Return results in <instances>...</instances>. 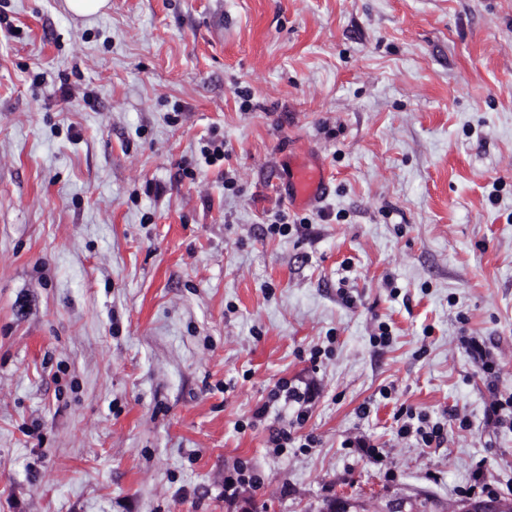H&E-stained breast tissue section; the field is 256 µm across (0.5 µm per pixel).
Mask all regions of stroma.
Here are the masks:
<instances>
[{
  "label": "stroma",
  "mask_w": 512,
  "mask_h": 512,
  "mask_svg": "<svg viewBox=\"0 0 512 512\" xmlns=\"http://www.w3.org/2000/svg\"><path fill=\"white\" fill-rule=\"evenodd\" d=\"M496 393L512 0H0V512L512 499ZM328 184L323 170L319 165L310 163L299 164L290 181V194L294 203L312 206L326 194Z\"/></svg>",
  "instance_id": "obj_1"
}]
</instances>
